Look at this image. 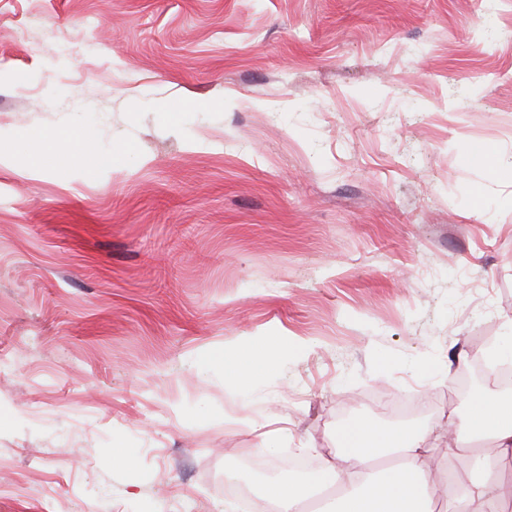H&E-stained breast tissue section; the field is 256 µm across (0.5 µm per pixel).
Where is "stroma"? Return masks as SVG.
<instances>
[{"mask_svg":"<svg viewBox=\"0 0 512 512\" xmlns=\"http://www.w3.org/2000/svg\"><path fill=\"white\" fill-rule=\"evenodd\" d=\"M510 29L512 0H0V512H224L225 470L260 493L302 448L357 467L353 420L461 415L512 344Z\"/></svg>","mask_w":512,"mask_h":512,"instance_id":"stroma-1","label":"stroma"}]
</instances>
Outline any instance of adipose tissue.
<instances>
[{
  "label": "adipose tissue",
  "mask_w": 512,
  "mask_h": 512,
  "mask_svg": "<svg viewBox=\"0 0 512 512\" xmlns=\"http://www.w3.org/2000/svg\"><path fill=\"white\" fill-rule=\"evenodd\" d=\"M463 422L489 446L472 449L470 470L445 484L435 480L441 464L425 451L424 437L367 420L337 436L340 455L357 457L360 467L344 471L328 460L316 481L339 488L336 512H434L440 498L448 512H512V493L502 479L505 463L512 461V402L477 397ZM394 449L403 452L399 468L373 469V459Z\"/></svg>",
  "instance_id": "obj_1"
}]
</instances>
